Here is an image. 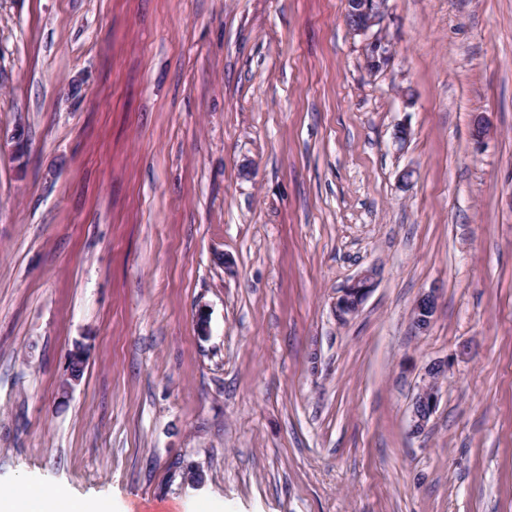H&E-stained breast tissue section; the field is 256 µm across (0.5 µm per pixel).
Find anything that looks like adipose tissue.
<instances>
[{
  "mask_svg": "<svg viewBox=\"0 0 512 512\" xmlns=\"http://www.w3.org/2000/svg\"><path fill=\"white\" fill-rule=\"evenodd\" d=\"M111 500L97 495L75 493L58 485L53 493H44L38 481L23 486L0 483V512H112Z\"/></svg>",
  "mask_w": 512,
  "mask_h": 512,
  "instance_id": "obj_1",
  "label": "adipose tissue"
}]
</instances>
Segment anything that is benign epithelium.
I'll use <instances>...</instances> for the list:
<instances>
[{
	"label": "benign epithelium",
	"mask_w": 512,
	"mask_h": 512,
	"mask_svg": "<svg viewBox=\"0 0 512 512\" xmlns=\"http://www.w3.org/2000/svg\"><path fill=\"white\" fill-rule=\"evenodd\" d=\"M388 0H346V23L356 35L365 38V64L369 71L383 68L392 56V46L373 28L381 27ZM376 271L370 270L354 279L341 291L336 300L339 316L356 314L373 287ZM436 305L433 291L422 293L412 310L414 328L424 333L428 330ZM444 365L440 361L431 363L425 370L421 384L412 401V421L415 432L422 433L428 427L438 403V389Z\"/></svg>",
	"instance_id": "obj_1"
}]
</instances>
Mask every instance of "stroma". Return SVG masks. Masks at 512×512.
Masks as SVG:
<instances>
[{"label": "stroma", "mask_w": 512, "mask_h": 512, "mask_svg": "<svg viewBox=\"0 0 512 512\" xmlns=\"http://www.w3.org/2000/svg\"><path fill=\"white\" fill-rule=\"evenodd\" d=\"M383 33L372 73L345 0H0V478L512 512V0H388ZM375 270L367 271L343 288L336 300V311L340 317L356 314L373 287ZM436 299V294L432 290L422 293V295L415 302L412 310V322L414 328L419 333H424L428 330L431 323L432 314L435 310ZM444 361L431 363L425 370L421 384L412 401V421L416 433H423L438 403V389L444 371Z\"/></svg>", "instance_id": "1"}]
</instances>
